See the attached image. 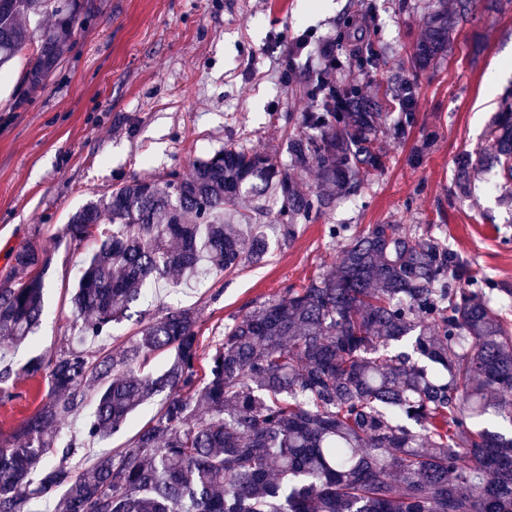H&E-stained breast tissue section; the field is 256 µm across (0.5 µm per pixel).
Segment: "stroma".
Returning a JSON list of instances; mask_svg holds the SVG:
<instances>
[{"instance_id": "obj_1", "label": "stroma", "mask_w": 512, "mask_h": 512, "mask_svg": "<svg viewBox=\"0 0 512 512\" xmlns=\"http://www.w3.org/2000/svg\"><path fill=\"white\" fill-rule=\"evenodd\" d=\"M433 2L95 0L93 19L73 36L44 89L17 104L22 60L0 72V274L27 245L52 257L41 327L7 360L50 357L74 344L70 296L96 242L70 241L63 229L82 204L136 178L190 174L231 143L287 164L286 136L309 109L299 85L322 65L315 56L289 63V42L308 30L315 40H335L342 80L357 79L348 27H366L394 68ZM492 70L502 77L491 91ZM410 79L419 125L435 135L420 160L412 158L413 141L392 144L385 168L367 173L357 196L302 225L294 239L271 235L263 263L188 285L161 282L147 289L143 310H195L207 348L234 317L335 268L342 241L330 238L329 225L356 234L372 224H417L447 236L512 319V208L498 202L493 169L475 175L469 196H455L453 183L457 156L482 148L512 87V0L497 12L476 8L457 29L451 54ZM15 391L0 405V434L35 409L44 384L22 378Z\"/></svg>"}]
</instances>
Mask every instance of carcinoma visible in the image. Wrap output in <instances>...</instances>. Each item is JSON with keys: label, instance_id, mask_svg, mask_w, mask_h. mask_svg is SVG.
<instances>
[{"label": "carcinoma", "instance_id": "1", "mask_svg": "<svg viewBox=\"0 0 512 512\" xmlns=\"http://www.w3.org/2000/svg\"><path fill=\"white\" fill-rule=\"evenodd\" d=\"M477 8L438 0L409 51L423 71L448 55L453 31ZM92 0H0V71L25 60L27 93L60 66ZM53 17L45 27L31 19ZM367 70L386 65L364 38ZM312 111L288 136L289 167L227 144L193 172L134 179L92 198L65 225L73 242L110 224L71 297L76 326L95 342L132 316L144 287L182 274L258 264L269 219L285 239L361 189L395 139L418 127L415 85L399 72L366 98L314 73L302 89ZM398 103L400 112L388 107ZM491 162L500 200L512 205V92L484 132L479 154L456 162L455 194ZM313 171L314 188L293 174ZM0 277V347L29 340L41 324L49 258L16 250ZM198 314L168 307L114 353L35 357L22 367L45 392L0 438V512H512V437L473 424L512 423V323L485 298L483 282L448 240L413 224H374L346 239L336 270L264 302L226 325L200 363ZM168 361L145 370L151 357ZM0 368V403L15 397ZM93 397L88 439L118 432L159 396L160 408L91 469L70 460L78 443L62 429Z\"/></svg>", "mask_w": 512, "mask_h": 512}]
</instances>
